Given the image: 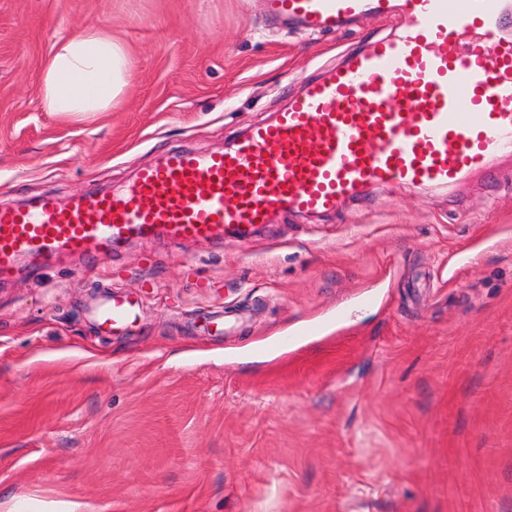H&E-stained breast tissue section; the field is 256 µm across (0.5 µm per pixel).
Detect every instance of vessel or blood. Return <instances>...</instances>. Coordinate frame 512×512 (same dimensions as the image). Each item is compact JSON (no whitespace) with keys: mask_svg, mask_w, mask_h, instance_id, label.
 I'll return each instance as SVG.
<instances>
[{"mask_svg":"<svg viewBox=\"0 0 512 512\" xmlns=\"http://www.w3.org/2000/svg\"><path fill=\"white\" fill-rule=\"evenodd\" d=\"M314 32L401 16L402 34L353 53L269 123L221 152L168 154L119 191L0 206V281L157 233L250 237L272 212L324 214L374 186L451 187L512 155V38L504 0H265ZM112 292L93 307L107 333L137 318Z\"/></svg>","mask_w":512,"mask_h":512,"instance_id":"vessel-or-blood-1","label":"vessel or blood"}]
</instances>
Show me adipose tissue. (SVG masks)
Instances as JSON below:
<instances>
[{"instance_id":"obj_1","label":"adipose tissue","mask_w":512,"mask_h":512,"mask_svg":"<svg viewBox=\"0 0 512 512\" xmlns=\"http://www.w3.org/2000/svg\"><path fill=\"white\" fill-rule=\"evenodd\" d=\"M130 67L125 44L102 30L59 41L43 71L45 106L66 115L109 111L123 93Z\"/></svg>"}]
</instances>
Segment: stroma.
Instances as JSON below:
<instances>
[{
  "mask_svg": "<svg viewBox=\"0 0 512 512\" xmlns=\"http://www.w3.org/2000/svg\"><path fill=\"white\" fill-rule=\"evenodd\" d=\"M88 29L131 51L120 102L47 111L54 44ZM401 31L311 35L264 0H0V206L223 149ZM107 288L141 301L110 335ZM0 512H512V158L246 240L22 267L0 283Z\"/></svg>",
  "mask_w": 512,
  "mask_h": 512,
  "instance_id": "35a3bbf8",
  "label": "stroma"
}]
</instances>
